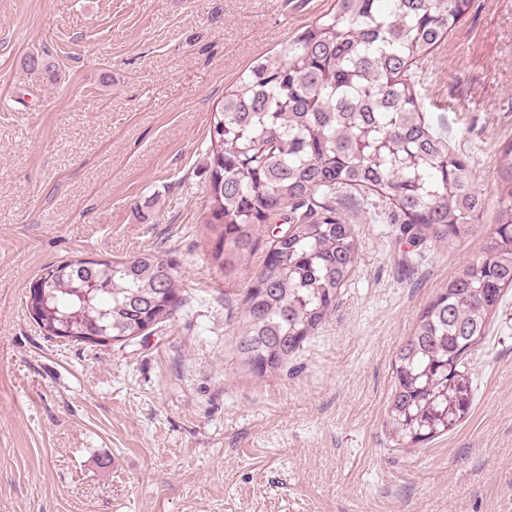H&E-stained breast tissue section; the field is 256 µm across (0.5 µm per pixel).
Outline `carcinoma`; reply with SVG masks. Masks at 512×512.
Returning <instances> with one entry per match:
<instances>
[{"label": "carcinoma", "instance_id": "1", "mask_svg": "<svg viewBox=\"0 0 512 512\" xmlns=\"http://www.w3.org/2000/svg\"><path fill=\"white\" fill-rule=\"evenodd\" d=\"M471 0H333L279 52L248 67L212 113L211 261L229 278L267 236L232 329L241 370L271 376L315 335L347 286L360 243L336 208L350 192L389 205L399 239L452 248L485 231L469 159L425 120L414 67ZM23 65L53 72L44 57ZM501 210L484 255L423 309L394 361L384 427L398 448L427 444L467 413L470 359L512 290V141L501 150ZM174 259L144 249L120 261L70 259L31 287L43 335L131 341L183 303Z\"/></svg>", "mask_w": 512, "mask_h": 512}]
</instances>
